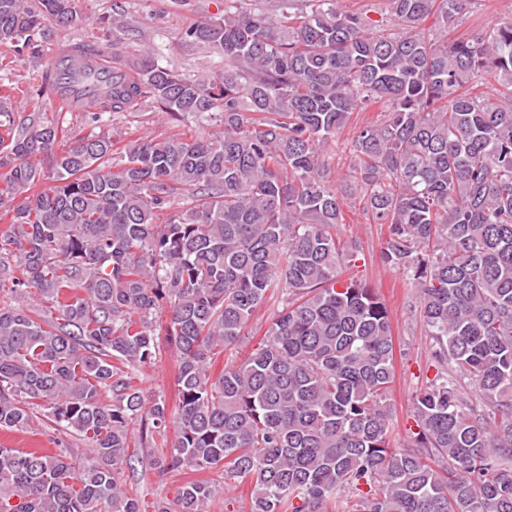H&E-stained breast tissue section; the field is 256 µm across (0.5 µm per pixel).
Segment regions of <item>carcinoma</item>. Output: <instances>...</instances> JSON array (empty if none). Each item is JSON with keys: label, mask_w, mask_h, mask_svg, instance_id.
Wrapping results in <instances>:
<instances>
[{"label": "carcinoma", "mask_w": 512, "mask_h": 512, "mask_svg": "<svg viewBox=\"0 0 512 512\" xmlns=\"http://www.w3.org/2000/svg\"><path fill=\"white\" fill-rule=\"evenodd\" d=\"M37 2L0 0V45L86 21L78 0ZM245 2L185 31L223 57L211 74L93 43L73 45L67 77L38 74L41 95L94 90V123L150 102L176 121L219 115L205 137H140L118 157L101 130L57 152L58 127L14 123L0 87V297L16 300L0 304V429L30 428L37 400L94 453L0 448V512H141L120 486L137 418L147 438L175 427L158 473L224 472L155 512H206L231 480L252 485L250 512H512V19L450 41L477 0H387L378 19L342 0ZM492 82L507 91L472 93ZM372 99L390 106L333 180L324 149ZM350 202L387 225L381 261L419 289L431 340L406 444L391 437L390 309L343 276L360 260L336 237ZM278 288L263 341L212 375ZM32 293L51 308L30 309ZM162 330L180 351L174 413L162 398L144 411L132 384Z\"/></svg>", "instance_id": "1"}]
</instances>
